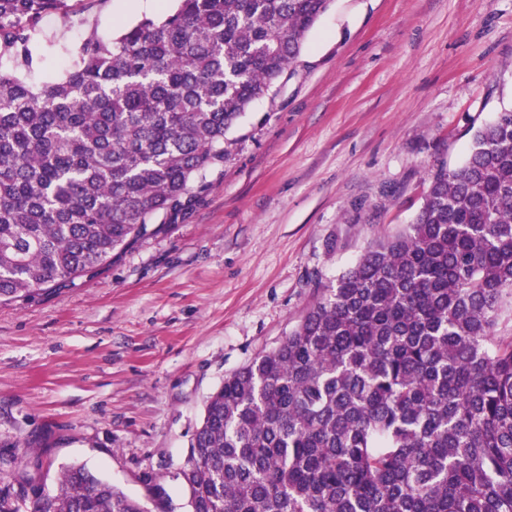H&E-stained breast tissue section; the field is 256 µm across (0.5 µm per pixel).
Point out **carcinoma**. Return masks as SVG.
Here are the masks:
<instances>
[{"mask_svg":"<svg viewBox=\"0 0 512 512\" xmlns=\"http://www.w3.org/2000/svg\"><path fill=\"white\" fill-rule=\"evenodd\" d=\"M74 0H0V302L71 282L188 210L226 132L332 0H175L28 84L30 33ZM512 108L437 163L413 223L373 242L274 348L205 402L189 512H512ZM0 512H140L82 465Z\"/></svg>","mask_w":512,"mask_h":512,"instance_id":"carcinoma-1","label":"carcinoma"}]
</instances>
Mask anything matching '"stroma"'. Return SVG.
I'll use <instances>...</instances> for the list:
<instances>
[{
	"label": "stroma",
	"instance_id": "obj_1",
	"mask_svg": "<svg viewBox=\"0 0 512 512\" xmlns=\"http://www.w3.org/2000/svg\"><path fill=\"white\" fill-rule=\"evenodd\" d=\"M146 12L99 0L45 17L27 82ZM511 106L512 0H332L185 214L74 282L0 303V469L41 456L50 495L82 464L149 512H188L177 473L207 397L297 325L316 283L412 223L429 170L464 162Z\"/></svg>",
	"mask_w": 512,
	"mask_h": 512
}]
</instances>
